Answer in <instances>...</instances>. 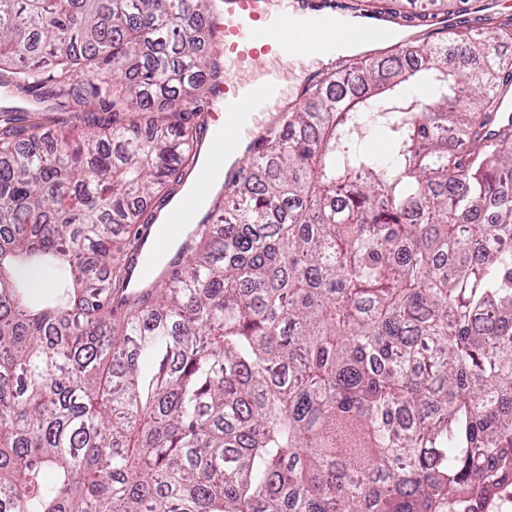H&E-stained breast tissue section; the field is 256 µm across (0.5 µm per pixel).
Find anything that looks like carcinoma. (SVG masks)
Here are the masks:
<instances>
[{
    "label": "carcinoma",
    "mask_w": 512,
    "mask_h": 512,
    "mask_svg": "<svg viewBox=\"0 0 512 512\" xmlns=\"http://www.w3.org/2000/svg\"><path fill=\"white\" fill-rule=\"evenodd\" d=\"M209 11L0 0V72L100 106L63 140L0 112V512H452L512 478V18L349 57L143 285Z\"/></svg>",
    "instance_id": "carcinoma-1"
}]
</instances>
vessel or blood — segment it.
<instances>
[{"label": "vessel or blood", "mask_w": 512, "mask_h": 512, "mask_svg": "<svg viewBox=\"0 0 512 512\" xmlns=\"http://www.w3.org/2000/svg\"><path fill=\"white\" fill-rule=\"evenodd\" d=\"M346 0H215L208 42L223 83L211 111L224 115V153L254 152L289 106L288 67L347 43H376L390 18L361 14L347 25Z\"/></svg>", "instance_id": "b4317fda"}]
</instances>
